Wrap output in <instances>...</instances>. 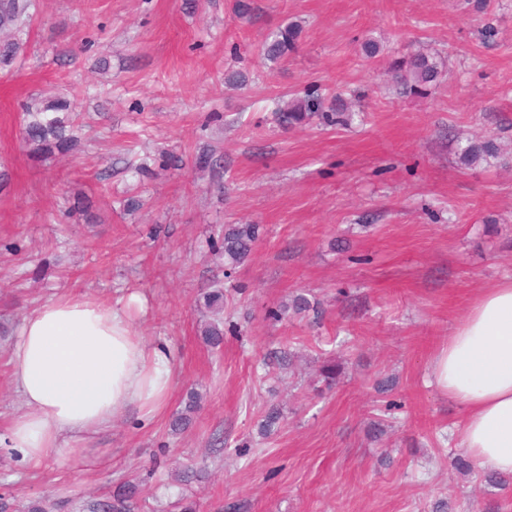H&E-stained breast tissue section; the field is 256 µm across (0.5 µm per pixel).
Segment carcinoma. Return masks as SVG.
Masks as SVG:
<instances>
[{
  "label": "carcinoma",
  "instance_id": "carcinoma-1",
  "mask_svg": "<svg viewBox=\"0 0 512 512\" xmlns=\"http://www.w3.org/2000/svg\"><path fill=\"white\" fill-rule=\"evenodd\" d=\"M36 0H0V71L12 72L27 49L28 40L36 11ZM298 33L295 29L284 27L270 43L261 45L260 55L264 59L275 61L291 51ZM438 68L424 56H415L396 65L392 82L400 94H422L426 86L435 81ZM76 95H53L33 99L23 104L21 109L20 134L24 142L33 150L47 155L67 154L76 146L75 120ZM278 119L289 128L307 124L313 117L319 116L325 122L336 123L339 110L324 107V101L310 92L298 97L285 108L278 109ZM495 147L490 141H474L462 150L465 160L481 155H492ZM260 227L256 224L231 225L224 231L220 250L224 256L234 262L244 261L259 239ZM319 313L318 306L307 298L298 296L291 305H284L274 315L286 316L288 312L302 314L308 311ZM205 341L212 347L224 342V322L210 323L203 331ZM200 397L196 392L189 395L184 410L178 412L172 420L171 431L177 432L190 425L191 414L198 408ZM138 484L128 482L105 499H89L77 505L80 512H143L139 500Z\"/></svg>",
  "mask_w": 512,
  "mask_h": 512
}]
</instances>
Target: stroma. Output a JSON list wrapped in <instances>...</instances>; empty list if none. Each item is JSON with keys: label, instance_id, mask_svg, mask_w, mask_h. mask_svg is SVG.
<instances>
[{"label": "stroma", "instance_id": "stroma-1", "mask_svg": "<svg viewBox=\"0 0 512 512\" xmlns=\"http://www.w3.org/2000/svg\"><path fill=\"white\" fill-rule=\"evenodd\" d=\"M288 59H261L278 29ZM373 43L367 53L365 43ZM438 64L421 97L391 61ZM79 88V147L47 157L19 138L20 106ZM342 98L346 123L279 125L282 101ZM493 136L494 156L462 149ZM211 152L216 170L197 171ZM0 424L19 410L6 352L55 295L125 306L172 348L162 413L115 421L85 451L28 468L0 447V494L102 498L131 481L156 512H505L512 492L457 471L464 412L430 366L469 303L512 278V0H37L24 56L0 75ZM86 209L69 214L75 199ZM257 224L252 254L211 246ZM224 286V343L200 336ZM310 316L276 320L297 295ZM284 349L292 368H263ZM336 366L326 382L325 363ZM391 380L390 391L377 390ZM201 409L170 430L186 394ZM279 408L278 430L258 424ZM203 477L173 481L175 472ZM297 36L298 33L293 28L286 26L280 29L271 43H263L261 45L260 55L270 61L285 57L294 48Z\"/></svg>", "mask_w": 512, "mask_h": 512}]
</instances>
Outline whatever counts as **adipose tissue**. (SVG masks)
<instances>
[{
    "label": "adipose tissue",
    "mask_w": 512,
    "mask_h": 512,
    "mask_svg": "<svg viewBox=\"0 0 512 512\" xmlns=\"http://www.w3.org/2000/svg\"><path fill=\"white\" fill-rule=\"evenodd\" d=\"M9 367L20 411L0 443L31 468L81 453L129 413L153 418L174 383L166 342L139 336L124 309L67 294L23 318ZM431 375L465 413L459 446L481 467L512 475V280L471 301Z\"/></svg>",
    "instance_id": "ef3b65f1"
}]
</instances>
